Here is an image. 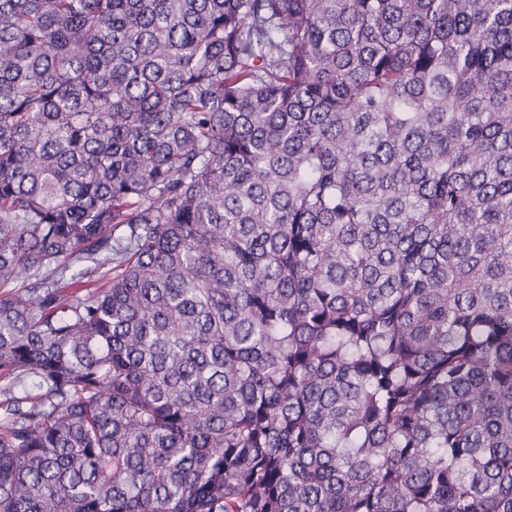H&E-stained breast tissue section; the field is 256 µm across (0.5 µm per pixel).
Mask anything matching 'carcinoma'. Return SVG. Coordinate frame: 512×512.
Masks as SVG:
<instances>
[{
  "mask_svg": "<svg viewBox=\"0 0 512 512\" xmlns=\"http://www.w3.org/2000/svg\"><path fill=\"white\" fill-rule=\"evenodd\" d=\"M0 512H512V0H0Z\"/></svg>",
  "mask_w": 512,
  "mask_h": 512,
  "instance_id": "1",
  "label": "carcinoma"
}]
</instances>
